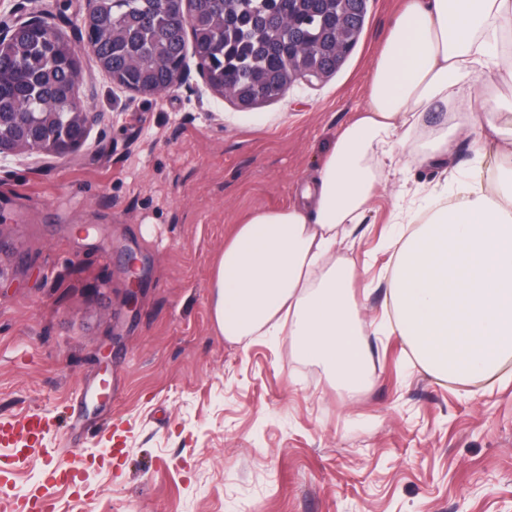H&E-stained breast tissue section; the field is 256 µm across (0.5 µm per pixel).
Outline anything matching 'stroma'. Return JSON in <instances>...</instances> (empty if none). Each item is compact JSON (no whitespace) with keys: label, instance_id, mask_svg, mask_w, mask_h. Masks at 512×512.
Segmentation results:
<instances>
[{"label":"stroma","instance_id":"35a3bbf8","mask_svg":"<svg viewBox=\"0 0 512 512\" xmlns=\"http://www.w3.org/2000/svg\"><path fill=\"white\" fill-rule=\"evenodd\" d=\"M397 4L366 0L334 75L250 110L194 74L138 96L82 56L85 145L0 160V422L50 423L42 455L0 457V497L80 458L78 484L47 486L53 512H512V361L476 392L372 332L350 393L287 336L231 342L212 323L225 237L295 199L365 105ZM436 177H392L343 256L384 267L398 191Z\"/></svg>","mask_w":512,"mask_h":512}]
</instances>
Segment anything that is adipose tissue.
Listing matches in <instances>:
<instances>
[{
  "instance_id": "1",
  "label": "adipose tissue",
  "mask_w": 512,
  "mask_h": 512,
  "mask_svg": "<svg viewBox=\"0 0 512 512\" xmlns=\"http://www.w3.org/2000/svg\"><path fill=\"white\" fill-rule=\"evenodd\" d=\"M512 0H406L369 81L365 106L337 133L292 204L259 207L224 240L210 284L214 324L241 341L287 329L291 349L343 387L366 382L352 244L392 170L433 166L393 218L387 333L441 380H479L512 358ZM441 113L434 127L426 115ZM481 136L472 137L473 128ZM493 152L494 182L453 165L459 139Z\"/></svg>"
}]
</instances>
